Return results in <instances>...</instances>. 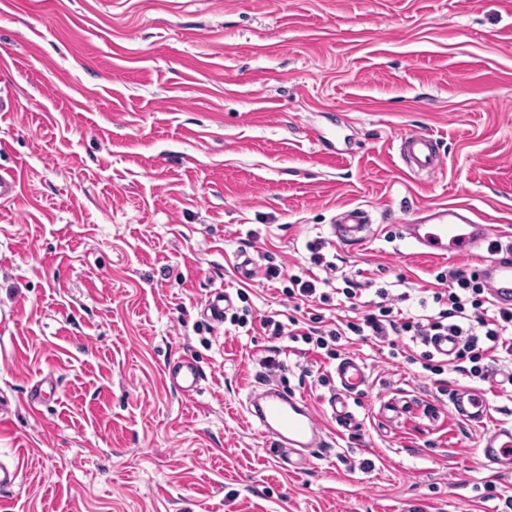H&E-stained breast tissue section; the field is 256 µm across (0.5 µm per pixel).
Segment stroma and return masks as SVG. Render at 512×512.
Masks as SVG:
<instances>
[{"label": "stroma", "mask_w": 512, "mask_h": 512, "mask_svg": "<svg viewBox=\"0 0 512 512\" xmlns=\"http://www.w3.org/2000/svg\"><path fill=\"white\" fill-rule=\"evenodd\" d=\"M0 461L18 465L14 512H497L476 455L512 426V358L479 382L396 337L343 342L368 375L337 433V359L298 341L275 369L264 316L295 310L274 283L241 280L240 253L287 266L325 244L367 290L438 311L441 271L401 239L418 207L464 203L512 246V0H0ZM440 144L442 171L409 173L406 132ZM377 229L336 242L343 209ZM217 289L250 309V333L210 326ZM190 355L185 397L165 379ZM51 386L41 415L24 407ZM304 394L331 432L308 469L282 468L245 418L250 385ZM480 388L490 416L457 419L450 394ZM170 385L184 396L196 392L205 379L203 368L193 358L182 359L166 369Z\"/></svg>", "instance_id": "stroma-1"}]
</instances>
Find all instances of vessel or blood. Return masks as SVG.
I'll return each instance as SVG.
<instances>
[{
	"instance_id": "b4317fda",
	"label": "vessel or blood",
	"mask_w": 512,
	"mask_h": 512,
	"mask_svg": "<svg viewBox=\"0 0 512 512\" xmlns=\"http://www.w3.org/2000/svg\"><path fill=\"white\" fill-rule=\"evenodd\" d=\"M435 145V139L426 132L403 135L400 151L408 169L417 174H436L440 162ZM419 213L414 223L404 227V237L412 248L430 257L484 254L479 276L488 285L493 303L512 307V251L492 249L490 229L482 224L477 213L464 204L425 206ZM332 234L342 244L367 243L374 234L369 212L352 208L340 213ZM231 304L229 293L215 292L207 297L200 314L220 326ZM335 373L339 389L329 400L331 418L338 427L351 431L357 427L358 420L349 400L365 387L366 368L357 359L345 358L337 364ZM166 376L172 387L188 396L198 390L205 372L195 359L185 358L168 366ZM450 404L454 415L466 422L481 424L489 416L488 402L472 388L454 390ZM245 409L280 460L290 468L306 469L311 458L329 445L325 429L307 400L278 385L264 383L252 389ZM478 455L491 478H512V427L495 429L485 438Z\"/></svg>"
}]
</instances>
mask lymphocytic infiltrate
Segmentation results:
<instances>
[{
    "label": "lymphocytic infiltrate",
    "mask_w": 512,
    "mask_h": 512,
    "mask_svg": "<svg viewBox=\"0 0 512 512\" xmlns=\"http://www.w3.org/2000/svg\"><path fill=\"white\" fill-rule=\"evenodd\" d=\"M308 250L311 266L322 268V276L311 275L308 268L291 273L285 264L270 263L265 266L263 277L269 281L287 280L285 293L289 300L331 305L334 300L331 286L338 267L323 254L321 242L309 243ZM436 280L442 285L432 296L439 307L437 315L423 318L404 313L399 304L406 301V294H398L393 299L381 288L377 291L378 303L361 318L326 327L322 324V314L314 313L301 337L305 343L315 344L332 357L336 354L335 343L349 335L362 338L407 336L424 345L430 337L453 334L462 339L457 361L469 362V375L487 381L492 373L491 361L501 353L512 356V309L490 303L488 287L478 274L455 270L438 273Z\"/></svg>",
    "instance_id": "obj_1"
}]
</instances>
